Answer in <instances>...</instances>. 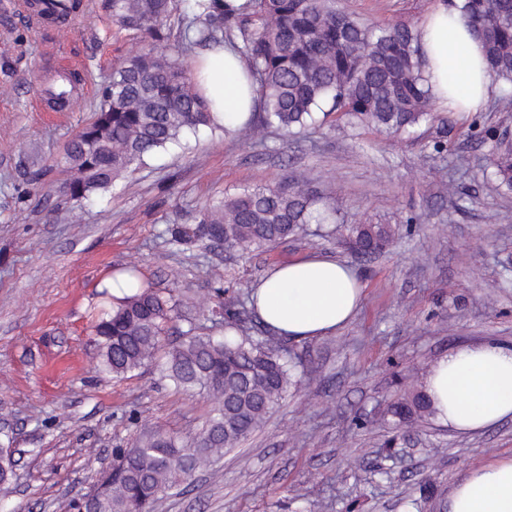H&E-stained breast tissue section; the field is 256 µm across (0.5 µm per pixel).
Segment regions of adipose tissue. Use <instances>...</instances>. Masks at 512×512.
<instances>
[{"mask_svg":"<svg viewBox=\"0 0 512 512\" xmlns=\"http://www.w3.org/2000/svg\"><path fill=\"white\" fill-rule=\"evenodd\" d=\"M465 0H438L417 28L425 84L437 104L475 112L493 85L483 48L464 10ZM247 61L232 44L206 47L195 58L199 88L211 112L229 128L242 124L259 95ZM362 296L346 263L318 253L274 267L253 287L260 320L278 335L319 339L349 324ZM437 422L462 435L512 418V346L494 340L467 344L441 356L424 380ZM445 512H512V458L469 469L451 488Z\"/></svg>","mask_w":512,"mask_h":512,"instance_id":"ef3b65f1","label":"adipose tissue"}]
</instances>
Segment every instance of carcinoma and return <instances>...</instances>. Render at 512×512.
<instances>
[{"mask_svg":"<svg viewBox=\"0 0 512 512\" xmlns=\"http://www.w3.org/2000/svg\"><path fill=\"white\" fill-rule=\"evenodd\" d=\"M120 28L146 34L140 49L112 69L100 90L94 120L66 146L68 183L80 201L112 187L146 158L176 144L187 131L215 126L199 95L193 71L180 53L166 50L172 0H107ZM469 23L480 38L488 75L512 85V0H466ZM238 43L260 95V107L239 130L252 139L267 129L291 132L339 114L352 126L398 132L432 119V97L423 83L415 28L375 27L336 9V0H193L184 30L187 47ZM73 112L86 101L78 82L48 92ZM500 185L512 189V139L504 133L490 159ZM336 209L298 182L246 187L205 209L196 225L168 229L176 244H221L241 254L267 251L298 236L307 224H331L336 235L363 255L375 253L396 233L392 224H337ZM127 273L136 292L95 325L99 367L116 378L141 368L166 350L163 377L199 396L217 400L203 430L190 438L157 433L115 449L116 462L99 490L75 505L77 512H152L159 496L179 487L226 448L246 440L302 379L278 336H252L253 312L242 302L224 305L215 289L213 320L238 332L222 338L193 329L169 339L170 299ZM399 424L431 413L421 392L388 410ZM14 460L0 452V488Z\"/></svg>","mask_w":512,"mask_h":512,"instance_id":"cac0c4a2","label":"carcinoma"}]
</instances>
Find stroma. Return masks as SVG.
<instances>
[{"mask_svg": "<svg viewBox=\"0 0 512 512\" xmlns=\"http://www.w3.org/2000/svg\"><path fill=\"white\" fill-rule=\"evenodd\" d=\"M0 0V434L16 461L0 512H73L112 466L113 450L158 432H200L210 400L160 380L156 363L98 372L91 322L112 275L134 265L170 295L172 326L221 336L210 318L215 274L225 301L246 300L272 267L321 252L354 267L360 312L335 334L289 342L306 378L211 470L163 494L155 512H440L471 467L512 457V419L475 436L434 417L387 421V405L462 344H512V191L485 167L512 106L494 91L476 112L434 110L411 132L328 123L247 140L201 128L109 190L76 204L60 159L92 119L113 66L147 46L118 29L104 0H82L74 28L41 30ZM435 0H336L367 23L418 25ZM78 63L84 112H37L54 59ZM303 175L341 224H395L365 256L318 225L247 256L176 246L167 229L263 181ZM136 409L129 424L125 410Z\"/></svg>", "mask_w": 512, "mask_h": 512, "instance_id": "stroma-1", "label": "stroma"}]
</instances>
